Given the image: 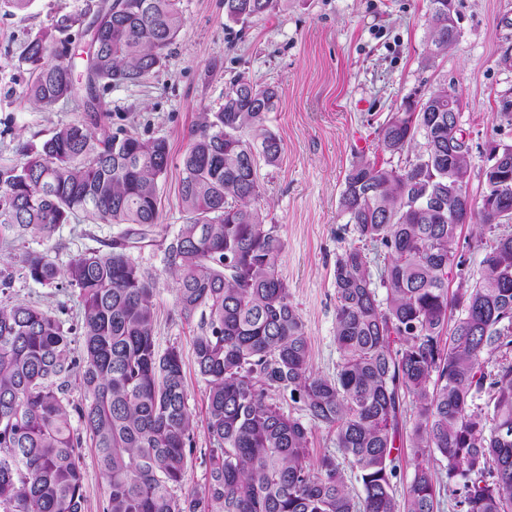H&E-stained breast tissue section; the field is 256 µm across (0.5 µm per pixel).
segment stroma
I'll use <instances>...</instances> for the list:
<instances>
[{"label": "stroma", "mask_w": 512, "mask_h": 512, "mask_svg": "<svg viewBox=\"0 0 512 512\" xmlns=\"http://www.w3.org/2000/svg\"><path fill=\"white\" fill-rule=\"evenodd\" d=\"M102 0H33L16 10L0 2V166L16 164L17 149L37 146L53 131L80 119L73 104L43 109L21 99L29 79L19 58L26 44L65 14L79 25L59 33L73 61L72 76L85 89V60L92 22ZM184 28L167 49L163 66L139 85L98 91L110 131L127 129L168 143L171 162L159 184L161 235L173 237L185 221L179 197L181 160L201 113L216 111L224 90L240 75L279 89L269 128L282 141L277 164H257L262 222L285 242L278 273L305 325L316 373L334 376L340 355L334 341L336 258L356 235L339 208L344 177L355 156L401 167L406 154L378 147V131L414 97L447 84L462 104L460 123L470 147L467 190L480 201L491 145H512V0H457L458 42L427 53L429 0H279L276 10L246 24L227 21L224 0H181ZM121 224H96L79 215L50 237L36 233L0 242V263L14 283L0 304L32 302L53 309L65 327L80 325L76 290L25 278L21 258L44 252L58 266L88 249L107 251L124 232ZM485 251L480 229L461 226L454 245L449 289L479 276ZM141 268L156 274L153 302L159 350L178 348L184 361L188 404L196 417L194 452L179 494L203 490L209 476L205 432L207 385L197 374L193 340L200 317L184 318L164 250L137 251Z\"/></svg>", "instance_id": "obj_1"}]
</instances>
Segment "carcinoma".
<instances>
[{"instance_id": "obj_1", "label": "carcinoma", "mask_w": 512, "mask_h": 512, "mask_svg": "<svg viewBox=\"0 0 512 512\" xmlns=\"http://www.w3.org/2000/svg\"><path fill=\"white\" fill-rule=\"evenodd\" d=\"M430 2L434 57L456 38L448 0ZM277 4L224 0V13L244 24ZM77 22L63 15L29 41L22 98L48 107L78 95L69 50L53 34ZM183 26L178 0H104L88 91L141 82ZM278 98L276 87L236 77L219 109L202 113L182 158L186 222L165 258L181 314L202 319L194 356L208 389L210 471L196 494L175 493L195 430L182 358L156 346V279L131 256L159 224L166 140L106 131L92 103L83 120L37 149L21 146L19 163L0 167L1 231L49 237L79 213L129 225L110 251H85L63 269L42 252L22 259L32 281L78 290L81 359L54 312L0 306V512H84L85 436L106 483L104 512H441L445 502L453 512H512V234L496 235L475 282L449 291L453 246L476 210L458 192L470 155L460 142L451 159L449 140L463 134L448 128L447 84L379 130L383 151L414 153L405 166L361 155L345 176L339 207L360 245H348L334 267V377L310 368L304 323L278 275L284 242L252 207L260 185L248 156L274 165L282 153L267 126ZM507 208L500 222L476 211L481 228L512 221V187ZM368 245L384 254L376 275ZM450 309L458 312L451 325ZM75 368L79 401L69 396ZM286 392L309 422L281 410L275 395ZM409 411L419 462L400 487L397 439ZM314 426L333 430L343 461L324 455L310 464ZM344 461L361 492L352 493Z\"/></svg>"}]
</instances>
